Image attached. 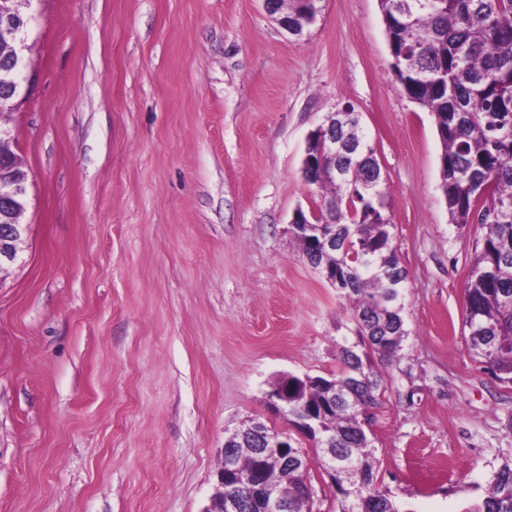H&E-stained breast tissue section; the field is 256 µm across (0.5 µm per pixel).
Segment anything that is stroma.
I'll list each match as a JSON object with an SVG mask.
<instances>
[{
  "instance_id": "obj_1",
  "label": "stroma",
  "mask_w": 512,
  "mask_h": 512,
  "mask_svg": "<svg viewBox=\"0 0 512 512\" xmlns=\"http://www.w3.org/2000/svg\"><path fill=\"white\" fill-rule=\"evenodd\" d=\"M28 94L0 116L28 179L0 268V512H203L224 437L280 378H333L350 305L291 231L318 211L309 132L352 105L408 272L396 357L369 412L374 484L462 512L512 462V383L469 355L480 237L449 223L432 112L391 71L379 0H322L295 36L264 0H33ZM4 222L0 221V268L15 260L18 245L21 242L26 225L22 224L20 214L15 211L12 214H4Z\"/></svg>"
}]
</instances>
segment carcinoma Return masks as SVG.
<instances>
[{"mask_svg":"<svg viewBox=\"0 0 512 512\" xmlns=\"http://www.w3.org/2000/svg\"><path fill=\"white\" fill-rule=\"evenodd\" d=\"M321 0H288V19L297 34L316 21ZM392 70L406 95L435 116L442 143L440 188L451 224L473 223L481 214L480 248L470 267L465 292V343L470 356L512 383V0H380ZM354 108L336 109V158L329 159L320 189L324 197L314 230L294 228L303 254L321 239L336 237L324 264L336 274L334 288L351 304L358 336L381 359L394 357L407 332L402 311L404 281L391 247V224L371 223L384 213L381 165ZM336 175H331V171ZM342 366L333 378L336 402L313 385L288 403V414L305 407L318 430L315 447H331L350 469L331 475L341 512H407L374 486L371 441L359 406L378 401L382 378L370 359L353 347H340ZM369 384L352 388L361 374ZM303 453L288 469L271 462L264 482L293 487L309 474ZM256 501L261 491L249 483L234 487ZM462 512H512V466L494 475L481 502Z\"/></svg>","mask_w":512,"mask_h":512,"instance_id":"cac0c4a2","label":"carcinoma"}]
</instances>
